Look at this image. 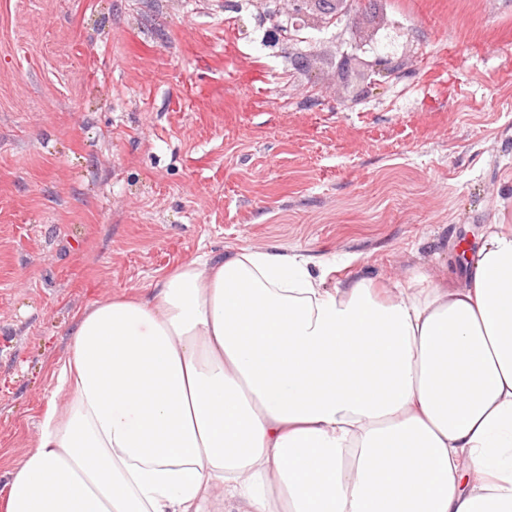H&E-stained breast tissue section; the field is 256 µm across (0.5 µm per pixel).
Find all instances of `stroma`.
Here are the masks:
<instances>
[{
  "label": "stroma",
  "mask_w": 512,
  "mask_h": 512,
  "mask_svg": "<svg viewBox=\"0 0 512 512\" xmlns=\"http://www.w3.org/2000/svg\"><path fill=\"white\" fill-rule=\"evenodd\" d=\"M271 27L263 0H0V470L112 294L246 245L452 279L512 224V0Z\"/></svg>",
  "instance_id": "35a3bbf8"
}]
</instances>
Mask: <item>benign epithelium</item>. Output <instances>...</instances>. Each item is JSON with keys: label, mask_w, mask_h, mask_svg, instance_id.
Segmentation results:
<instances>
[{"label": "benign epithelium", "mask_w": 512, "mask_h": 512, "mask_svg": "<svg viewBox=\"0 0 512 512\" xmlns=\"http://www.w3.org/2000/svg\"><path fill=\"white\" fill-rule=\"evenodd\" d=\"M358 5L357 0H331L327 6L317 0H289L288 11L284 12L280 0H274V7L268 9L266 15L272 21L277 36L296 41L298 33L303 29L329 28Z\"/></svg>", "instance_id": "7a95c632"}]
</instances>
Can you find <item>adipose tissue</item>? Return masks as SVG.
Returning <instances> with one entry per match:
<instances>
[{
  "label": "adipose tissue",
  "mask_w": 512,
  "mask_h": 512,
  "mask_svg": "<svg viewBox=\"0 0 512 512\" xmlns=\"http://www.w3.org/2000/svg\"><path fill=\"white\" fill-rule=\"evenodd\" d=\"M204 253L85 312L0 512H512V225L466 274Z\"/></svg>",
  "instance_id": "adipose-tissue-1"
}]
</instances>
